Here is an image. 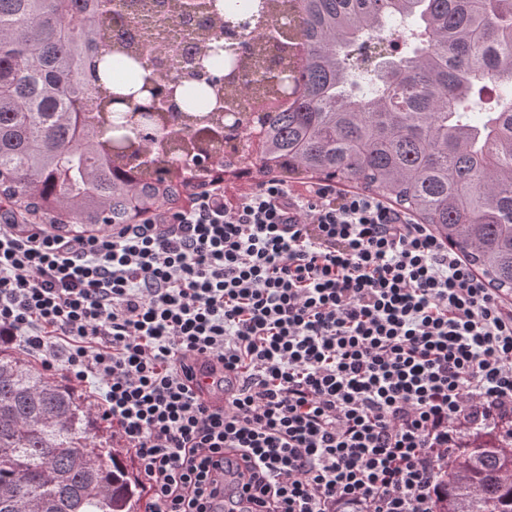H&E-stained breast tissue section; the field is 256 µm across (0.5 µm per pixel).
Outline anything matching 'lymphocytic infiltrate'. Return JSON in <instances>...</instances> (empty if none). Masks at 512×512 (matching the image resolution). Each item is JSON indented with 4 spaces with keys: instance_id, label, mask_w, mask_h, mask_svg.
Here are the masks:
<instances>
[{
    "instance_id": "obj_1",
    "label": "lymphocytic infiltrate",
    "mask_w": 512,
    "mask_h": 512,
    "mask_svg": "<svg viewBox=\"0 0 512 512\" xmlns=\"http://www.w3.org/2000/svg\"><path fill=\"white\" fill-rule=\"evenodd\" d=\"M0 336L131 448L145 512H432L459 432L512 421V303L387 199L269 179L104 235L0 215ZM237 388L213 409L189 358ZM248 472L225 467V454Z\"/></svg>"
}]
</instances>
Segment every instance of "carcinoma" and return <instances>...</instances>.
<instances>
[{
    "label": "carcinoma",
    "mask_w": 512,
    "mask_h": 512,
    "mask_svg": "<svg viewBox=\"0 0 512 512\" xmlns=\"http://www.w3.org/2000/svg\"><path fill=\"white\" fill-rule=\"evenodd\" d=\"M245 11L231 58L229 8L169 0L154 19L147 2L0 0V201L65 235L134 224L226 173L351 182L512 293V0ZM273 40L288 47L276 62ZM258 99L274 107L256 156L218 160L201 133L248 132ZM102 431L94 404L0 338V512H136L143 488ZM440 485L434 512H512V424L463 431Z\"/></svg>",
    "instance_id": "1"
}]
</instances>
